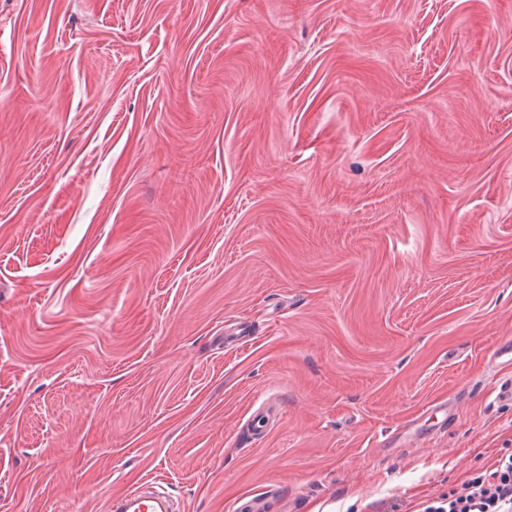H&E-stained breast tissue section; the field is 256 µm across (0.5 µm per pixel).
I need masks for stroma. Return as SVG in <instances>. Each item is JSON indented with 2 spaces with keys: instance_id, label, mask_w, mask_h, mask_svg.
Returning <instances> with one entry per match:
<instances>
[{
  "instance_id": "stroma-1",
  "label": "stroma",
  "mask_w": 512,
  "mask_h": 512,
  "mask_svg": "<svg viewBox=\"0 0 512 512\" xmlns=\"http://www.w3.org/2000/svg\"><path fill=\"white\" fill-rule=\"evenodd\" d=\"M511 340L512 0H0V512H424ZM154 489V487H151ZM148 488H135L122 493L117 499L109 502L108 508L112 512H172L180 509L173 508L171 500L155 490Z\"/></svg>"
}]
</instances>
